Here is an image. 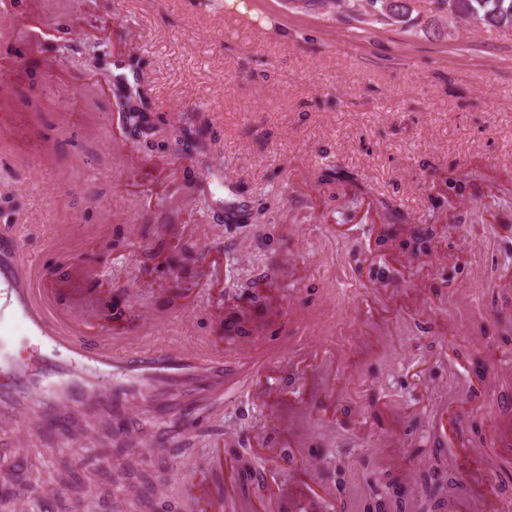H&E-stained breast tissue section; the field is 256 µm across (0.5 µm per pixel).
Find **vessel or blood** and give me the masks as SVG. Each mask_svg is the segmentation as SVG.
<instances>
[{
	"label": "vessel or blood",
	"mask_w": 512,
	"mask_h": 512,
	"mask_svg": "<svg viewBox=\"0 0 512 512\" xmlns=\"http://www.w3.org/2000/svg\"><path fill=\"white\" fill-rule=\"evenodd\" d=\"M19 241L0 234V358L12 361L13 377L0 380V415L24 422L49 412L58 427L89 402L111 404L123 414L139 395H170L164 415L175 424L181 414L180 393L193 382H222L228 370L223 354L184 347L124 345L105 330L91 331L61 315L45 273L22 267ZM22 319L29 335L50 349L43 358L46 381L28 380L24 364L12 360L10 324Z\"/></svg>",
	"instance_id": "1"
}]
</instances>
